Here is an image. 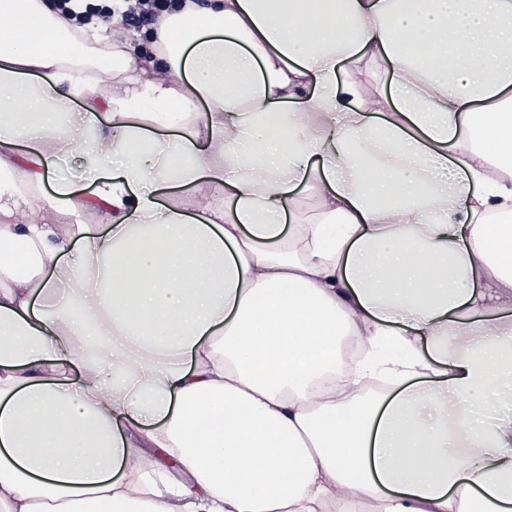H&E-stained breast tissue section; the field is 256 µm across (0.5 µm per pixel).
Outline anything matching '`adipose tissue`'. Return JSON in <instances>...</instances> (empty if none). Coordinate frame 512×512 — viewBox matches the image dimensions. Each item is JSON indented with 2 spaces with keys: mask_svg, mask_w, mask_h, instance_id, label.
Segmentation results:
<instances>
[{
  "mask_svg": "<svg viewBox=\"0 0 512 512\" xmlns=\"http://www.w3.org/2000/svg\"><path fill=\"white\" fill-rule=\"evenodd\" d=\"M1 16L0 512H512V0ZM124 13L125 20L131 24L158 26L167 11V0H136Z\"/></svg>",
  "mask_w": 512,
  "mask_h": 512,
  "instance_id": "adipose-tissue-1",
  "label": "adipose tissue"
}]
</instances>
